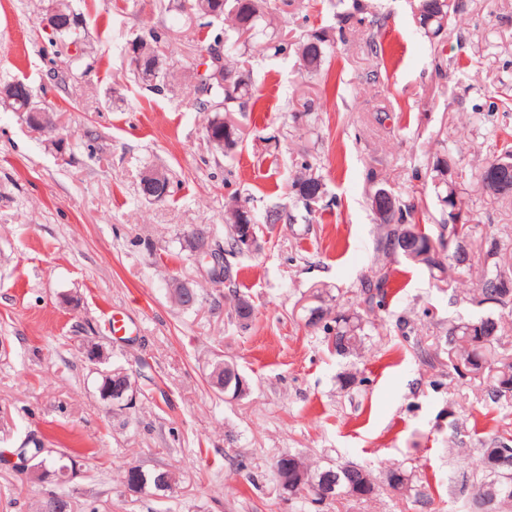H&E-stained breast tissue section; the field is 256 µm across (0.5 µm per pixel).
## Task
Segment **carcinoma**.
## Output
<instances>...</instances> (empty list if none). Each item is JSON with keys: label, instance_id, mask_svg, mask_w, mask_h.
<instances>
[{"label": "carcinoma", "instance_id": "cac0c4a2", "mask_svg": "<svg viewBox=\"0 0 512 512\" xmlns=\"http://www.w3.org/2000/svg\"><path fill=\"white\" fill-rule=\"evenodd\" d=\"M189 10L195 15L204 12L210 13L212 19H222L226 16L232 20V25L216 35L214 41H223V67L226 72H234L241 80L237 85L227 89L214 82L207 84L203 78H198L196 92L201 97V104L215 113V117L206 127V135L224 140V148H233L240 139L239 128L231 121L220 117L224 105L228 101H237L244 106L255 99L250 74L237 66L229 59V50L232 49L243 34L254 37L265 33L270 25L267 19V0H192ZM462 10L460 0H419L420 24L430 38H437L444 25ZM329 42L326 31H312L305 34L299 41L300 55L307 59L308 67L318 69L326 57V43ZM158 38L153 36L151 41L138 38L133 41L137 45L142 60V70H133L138 81H143L142 74H153L155 82L165 81L167 73L163 72L156 47ZM436 188L445 191L441 201L457 207V193L453 182L448 180V162L438 159L427 173ZM499 179L504 186L490 195L501 199H512V174L499 172L489 160L477 173V182L486 186L490 179ZM310 192L324 193V183L321 178L311 174L302 173L291 183L293 197L306 203V194ZM390 207L393 213L388 218L380 219L382 234L376 243V250L386 255H400L407 260L423 264L432 272L444 274L447 266H452L459 273L464 274L470 270L471 253L469 243L476 237L477 225L470 223L467 216H462L460 223L440 225L437 235H432L421 227L420 213L417 207L392 196ZM284 220L292 221L294 216L280 206H274L261 216L249 209L246 203L237 199L231 200L224 211L225 236L229 252L239 251L238 235L240 224H250L254 233H259L262 224H278ZM463 241L457 249L442 253L431 250L430 242H439L445 232ZM486 258L493 260L492 267L486 269L480 280L478 303H484L493 296H500L498 307L512 309V287H500L502 276L512 277V268L504 267L496 261L499 254V243L494 237H485ZM389 288V273L379 271L378 276L365 286L368 302H383ZM335 332L331 337V346L338 355H347L355 352L361 345L365 336V323L357 315L340 314L334 320ZM502 335V326L499 319L489 315L477 319L462 320L448 328L447 345L448 367L458 372L457 362L464 366H471V375L486 378L490 382L492 397L501 398L512 393V356L498 350L497 344ZM482 469L473 480L475 493L474 502L477 512H503V509L512 506V453L504 454L501 441L495 440L493 444L481 449ZM300 468L305 481L300 485H293L288 495L303 496L315 503L322 501L317 492V486L324 483L335 485L336 497H348L363 500L375 493V483L371 473L361 467L350 468L346 465L329 466L323 469L313 468L301 457L293 454L281 455L275 461L274 468L278 483L282 484L288 477H293L294 469ZM125 481H137L145 492L153 495H163L170 490L168 486L158 483L155 473L146 471L139 466H131L125 470ZM387 485L402 493L410 494L414 491L410 474L399 467L386 473Z\"/></svg>", "mask_w": 512, "mask_h": 512}]
</instances>
